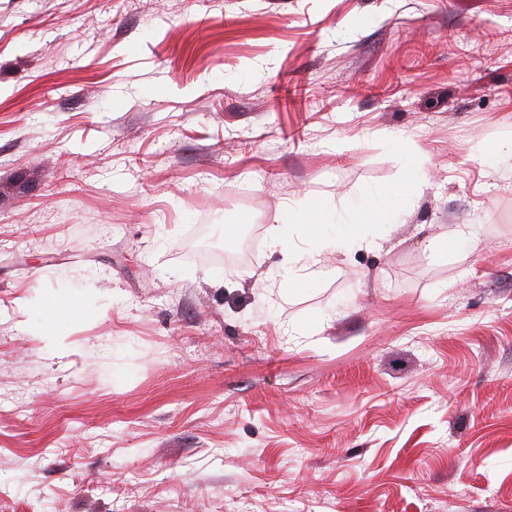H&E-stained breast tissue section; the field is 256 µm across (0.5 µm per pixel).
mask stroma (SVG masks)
Here are the masks:
<instances>
[{"label": "stroma", "instance_id": "1", "mask_svg": "<svg viewBox=\"0 0 512 512\" xmlns=\"http://www.w3.org/2000/svg\"><path fill=\"white\" fill-rule=\"evenodd\" d=\"M510 142L512 0H0V512H512ZM410 195L411 192L394 188L372 189L364 196L362 207L349 211L346 216L318 205L294 211L289 224L284 225L286 227L274 240L288 262L289 287L313 284L322 275L318 258L326 244L324 227H331L335 237L344 238L359 248H372L375 245L373 226L395 224ZM291 232L298 233L308 244L300 257L290 246ZM301 259L304 262L296 268Z\"/></svg>", "mask_w": 512, "mask_h": 512}]
</instances>
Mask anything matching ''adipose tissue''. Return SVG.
<instances>
[{
	"instance_id": "ef3b65f1",
	"label": "adipose tissue",
	"mask_w": 512,
	"mask_h": 512,
	"mask_svg": "<svg viewBox=\"0 0 512 512\" xmlns=\"http://www.w3.org/2000/svg\"><path fill=\"white\" fill-rule=\"evenodd\" d=\"M409 198V193L394 188L372 189L360 209L344 215L317 205L293 212L289 224L274 240L289 264L290 286L310 285L321 276L324 227H331L335 236L357 247H374V226L396 223Z\"/></svg>"
}]
</instances>
